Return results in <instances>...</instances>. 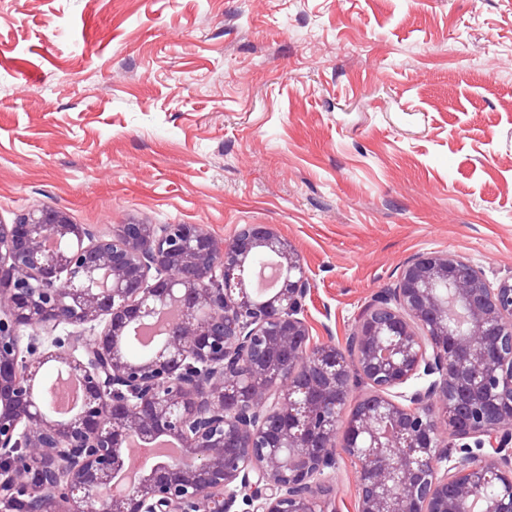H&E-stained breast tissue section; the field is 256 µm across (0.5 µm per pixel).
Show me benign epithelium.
<instances>
[{
	"label": "benign epithelium",
	"instance_id": "1",
	"mask_svg": "<svg viewBox=\"0 0 512 512\" xmlns=\"http://www.w3.org/2000/svg\"><path fill=\"white\" fill-rule=\"evenodd\" d=\"M259 256L282 270L266 297L235 284ZM311 286L273 224L229 240L198 224L100 231L51 208L0 224V504L343 512L329 471L345 456L353 512H512V277L420 252L343 346L313 339ZM171 305L164 344L132 358L127 326ZM60 326L81 331L40 347ZM47 364L85 386L65 421L36 389ZM132 431L184 453L104 498Z\"/></svg>",
	"mask_w": 512,
	"mask_h": 512
}]
</instances>
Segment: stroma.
<instances>
[{"instance_id":"35a3bbf8","label":"stroma","mask_w":512,"mask_h":512,"mask_svg":"<svg viewBox=\"0 0 512 512\" xmlns=\"http://www.w3.org/2000/svg\"><path fill=\"white\" fill-rule=\"evenodd\" d=\"M35 206L223 240L275 225L318 341L423 251L497 282L512 0H0V222Z\"/></svg>"}]
</instances>
